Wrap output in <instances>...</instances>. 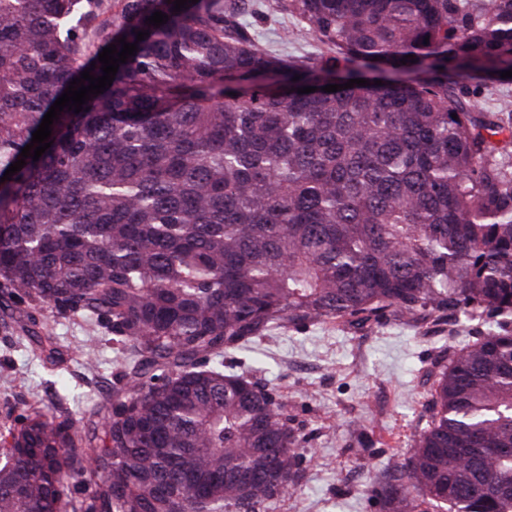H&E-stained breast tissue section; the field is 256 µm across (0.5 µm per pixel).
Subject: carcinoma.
Here are the masks:
<instances>
[{
  "mask_svg": "<svg viewBox=\"0 0 512 512\" xmlns=\"http://www.w3.org/2000/svg\"><path fill=\"white\" fill-rule=\"evenodd\" d=\"M173 8L0 0V176L70 81L103 75V48H138L0 181V317L52 366L60 318L120 354L87 420L33 407L0 428V512H271L306 439L224 358L387 317L488 328L435 364L412 454L367 494L380 512H512V115L475 100L512 69V0ZM288 16L319 58L259 43ZM368 69L382 85L322 90Z\"/></svg>",
  "mask_w": 512,
  "mask_h": 512,
  "instance_id": "1",
  "label": "carcinoma"
}]
</instances>
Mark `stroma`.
Masks as SVG:
<instances>
[{
	"label": "stroma",
	"mask_w": 512,
	"mask_h": 512,
	"mask_svg": "<svg viewBox=\"0 0 512 512\" xmlns=\"http://www.w3.org/2000/svg\"><path fill=\"white\" fill-rule=\"evenodd\" d=\"M261 37L282 56L321 51L290 18L263 26ZM101 333L79 319L58 321L54 334L67 361L56 370L32 356L18 331L0 325V427L16 424L29 406L49 411L58 400L75 418L89 417L118 367L108 343L98 348L95 372L78 357L86 339ZM453 342L445 325H315L271 332L232 354L238 369L284 395L313 449L301 464L298 491L275 512H379L366 494L369 476L410 455L425 424L438 348Z\"/></svg>",
	"instance_id": "35a3bbf8"
}]
</instances>
